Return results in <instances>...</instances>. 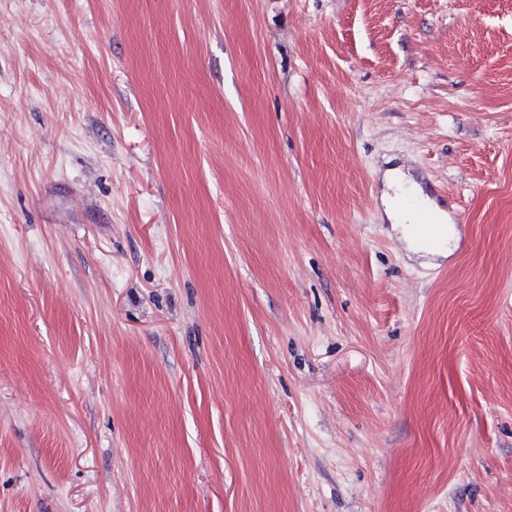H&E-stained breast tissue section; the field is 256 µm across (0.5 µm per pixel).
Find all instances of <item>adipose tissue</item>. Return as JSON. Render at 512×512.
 Instances as JSON below:
<instances>
[{
  "label": "adipose tissue",
  "instance_id": "1",
  "mask_svg": "<svg viewBox=\"0 0 512 512\" xmlns=\"http://www.w3.org/2000/svg\"><path fill=\"white\" fill-rule=\"evenodd\" d=\"M388 194L383 197L385 211L389 220L399 229L409 248L423 254H445L451 251L454 235L448 234L439 239L418 240L415 221L419 210H427L433 220L447 223V214L440 210L420 186L402 169L395 168L386 174Z\"/></svg>",
  "mask_w": 512,
  "mask_h": 512
}]
</instances>
